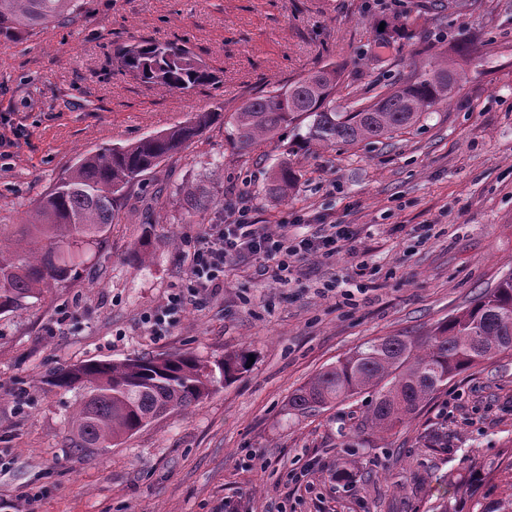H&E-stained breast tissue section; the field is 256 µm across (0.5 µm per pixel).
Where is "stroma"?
I'll return each mask as SVG.
<instances>
[{
	"instance_id": "stroma-1",
	"label": "stroma",
	"mask_w": 512,
	"mask_h": 512,
	"mask_svg": "<svg viewBox=\"0 0 512 512\" xmlns=\"http://www.w3.org/2000/svg\"><path fill=\"white\" fill-rule=\"evenodd\" d=\"M473 44L448 102L393 138L307 141L305 129L237 151L229 116L254 94L344 65L345 106ZM186 44L217 81L189 91L122 69L132 44ZM223 106L225 121L131 185L102 253L76 278L0 314V512H469L466 481L512 499V351L481 362L402 424H365L366 389L300 414L288 398L364 343L424 336L512 270V0H84L80 16L0 43V114L22 127L0 158V224L29 220L79 154ZM294 189L271 195L281 163ZM215 203L185 220L178 190ZM292 236L350 231L330 258L294 262L288 283L250 256L224 286L154 329L188 274L187 241L228 203ZM147 242L145 261L133 251ZM253 356L231 381L106 448L76 450L79 389L53 372L141 355ZM308 467L289 480L291 470Z\"/></svg>"
}]
</instances>
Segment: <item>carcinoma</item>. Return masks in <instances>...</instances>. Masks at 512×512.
<instances>
[{
    "instance_id": "1",
    "label": "carcinoma",
    "mask_w": 512,
    "mask_h": 512,
    "mask_svg": "<svg viewBox=\"0 0 512 512\" xmlns=\"http://www.w3.org/2000/svg\"><path fill=\"white\" fill-rule=\"evenodd\" d=\"M81 8L80 0H0V42H20L65 22ZM118 63L142 81L169 90H189L216 80L184 44L132 45L119 52ZM343 70L324 65L250 98L232 117L233 144L247 150L301 119L309 120L307 139L317 143L388 138L448 101L460 80L455 62L446 59L370 104L356 100L340 111L334 94ZM222 119L224 108L218 106L154 136L88 152L39 199L35 223L1 224L0 312L21 307L49 285L74 278L80 266L103 249L116 196ZM296 181L295 172L282 165L268 191L283 196ZM182 202L191 216L214 199L199 182L182 190ZM507 351H512V272L425 337L396 335L365 343L315 374L288 398V407L306 413L372 388L376 398L365 423L388 432L449 380ZM246 363L245 357L232 355L212 366L191 355L93 361L58 372L53 382L85 390L71 418L72 442L76 448H100L198 402Z\"/></svg>"
}]
</instances>
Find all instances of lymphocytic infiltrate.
<instances>
[{
  "instance_id": "obj_1",
  "label": "lymphocytic infiltrate",
  "mask_w": 512,
  "mask_h": 512,
  "mask_svg": "<svg viewBox=\"0 0 512 512\" xmlns=\"http://www.w3.org/2000/svg\"><path fill=\"white\" fill-rule=\"evenodd\" d=\"M345 230L317 237H292L287 228L272 232L253 223L246 210H239L229 224H209L190 243L186 255L189 273L184 291L175 293L171 303L196 304L224 285V262L230 256H256L276 264L277 272L289 270L291 263L306 256L336 255Z\"/></svg>"
}]
</instances>
